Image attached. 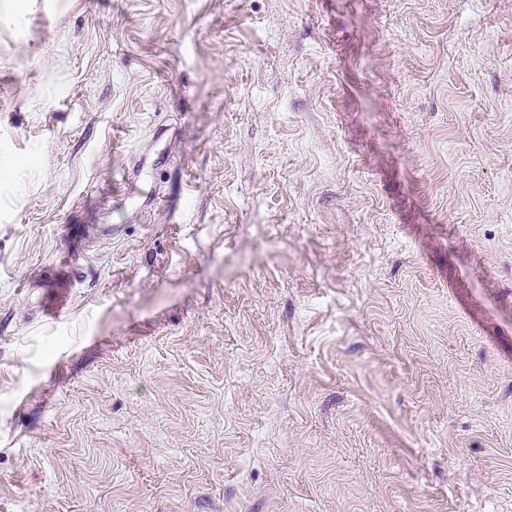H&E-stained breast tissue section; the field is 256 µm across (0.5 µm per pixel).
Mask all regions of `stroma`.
Here are the masks:
<instances>
[{
	"instance_id": "35a3bbf8",
	"label": "stroma",
	"mask_w": 512,
	"mask_h": 512,
	"mask_svg": "<svg viewBox=\"0 0 512 512\" xmlns=\"http://www.w3.org/2000/svg\"><path fill=\"white\" fill-rule=\"evenodd\" d=\"M0 512H512V0H0Z\"/></svg>"
}]
</instances>
